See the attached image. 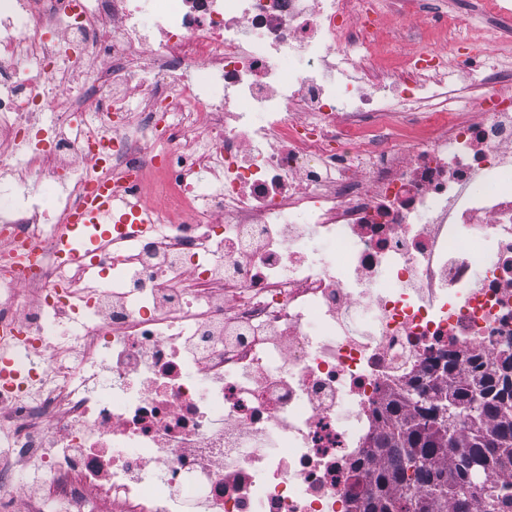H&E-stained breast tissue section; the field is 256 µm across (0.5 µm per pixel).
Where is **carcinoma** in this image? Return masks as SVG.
<instances>
[{
    "label": "carcinoma",
    "mask_w": 512,
    "mask_h": 512,
    "mask_svg": "<svg viewBox=\"0 0 512 512\" xmlns=\"http://www.w3.org/2000/svg\"><path fill=\"white\" fill-rule=\"evenodd\" d=\"M454 369L449 359L448 381L412 383L386 403L395 421L356 465L367 482L353 512H447L450 498L453 512H506L512 483L493 475L512 472V347L489 371L456 380ZM448 406L453 418L431 419Z\"/></svg>",
    "instance_id": "1"
}]
</instances>
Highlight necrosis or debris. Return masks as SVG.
Returning a JSON list of instances; mask_svg holds the SVG:
<instances>
[{"mask_svg": "<svg viewBox=\"0 0 512 512\" xmlns=\"http://www.w3.org/2000/svg\"><path fill=\"white\" fill-rule=\"evenodd\" d=\"M429 9L0 0V170L66 191L46 219L0 203V293L38 302L0 327L40 353L0 383V498L26 464L48 512H349L388 395L512 345V69L477 98L442 79L512 5L470 0L446 55L410 46ZM93 171L116 195L153 175L155 226L89 255L90 287L57 235Z\"/></svg>", "mask_w": 512, "mask_h": 512, "instance_id": "obj_1", "label": "necrosis or debris"}]
</instances>
